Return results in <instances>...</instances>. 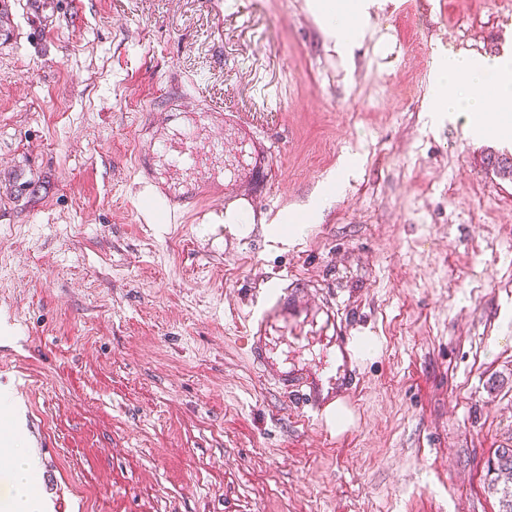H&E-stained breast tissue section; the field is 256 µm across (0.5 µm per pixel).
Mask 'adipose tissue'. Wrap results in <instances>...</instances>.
I'll return each mask as SVG.
<instances>
[{"mask_svg": "<svg viewBox=\"0 0 512 512\" xmlns=\"http://www.w3.org/2000/svg\"><path fill=\"white\" fill-rule=\"evenodd\" d=\"M369 0H323L321 10L330 22L329 32L337 44H346L368 17ZM433 95L429 109L466 116L467 135L473 138L493 132L512 138V57H482L456 54L436 59L433 64ZM493 96L495 112L485 116V98ZM0 455L8 457L9 468L0 471L10 491L0 498V512H42L32 494L37 475L36 458L16 448L12 436L0 435Z\"/></svg>", "mask_w": 512, "mask_h": 512, "instance_id": "adipose-tissue-1", "label": "adipose tissue"}]
</instances>
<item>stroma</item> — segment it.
Returning a JSON list of instances; mask_svg holds the SVG:
<instances>
[{
    "label": "stroma",
    "instance_id": "obj_1",
    "mask_svg": "<svg viewBox=\"0 0 512 512\" xmlns=\"http://www.w3.org/2000/svg\"><path fill=\"white\" fill-rule=\"evenodd\" d=\"M316 4L0 0V399L46 512H498L512 141L429 101L436 53H512V0H381L341 53ZM281 275L336 307L289 362L377 342L326 426L240 341Z\"/></svg>",
    "mask_w": 512,
    "mask_h": 512
}]
</instances>
